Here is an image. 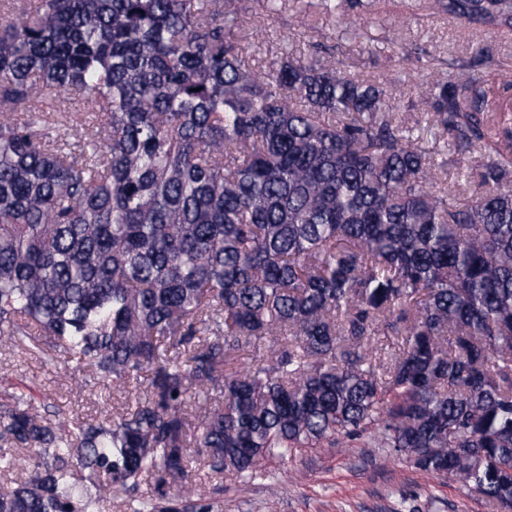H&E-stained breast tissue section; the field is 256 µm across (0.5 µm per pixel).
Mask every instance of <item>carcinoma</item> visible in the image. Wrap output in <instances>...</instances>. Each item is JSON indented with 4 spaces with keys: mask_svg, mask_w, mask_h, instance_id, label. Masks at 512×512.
Returning a JSON list of instances; mask_svg holds the SVG:
<instances>
[{
    "mask_svg": "<svg viewBox=\"0 0 512 512\" xmlns=\"http://www.w3.org/2000/svg\"><path fill=\"white\" fill-rule=\"evenodd\" d=\"M290 2L342 27L376 0L266 12ZM421 2L512 31V0ZM240 28L238 0H0V336L106 389L148 373L112 419L5 388L0 512H215L194 463L243 478L355 441L512 512L507 67L479 43L478 73L409 84L426 150L391 105L406 76L292 43L258 66ZM275 345L276 344L268 337L260 341L252 342L239 353L237 362L239 367L247 368L256 365L260 360L271 355Z\"/></svg>",
    "mask_w": 512,
    "mask_h": 512,
    "instance_id": "1",
    "label": "carcinoma"
}]
</instances>
